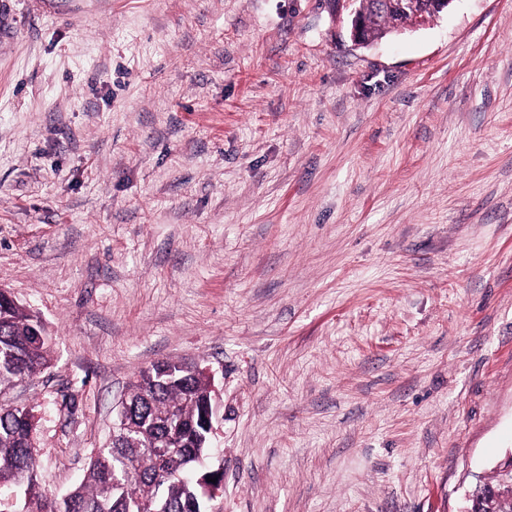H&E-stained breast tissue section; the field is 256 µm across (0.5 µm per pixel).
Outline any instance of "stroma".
Instances as JSON below:
<instances>
[{
	"label": "stroma",
	"mask_w": 512,
	"mask_h": 512,
	"mask_svg": "<svg viewBox=\"0 0 512 512\" xmlns=\"http://www.w3.org/2000/svg\"><path fill=\"white\" fill-rule=\"evenodd\" d=\"M0 287L49 496L189 359L208 512H459L512 448V0L369 48L327 0H0ZM2 289V288H1ZM0 289V387L30 378L49 364V336L38 316ZM36 332L41 336H36Z\"/></svg>",
	"instance_id": "obj_1"
}]
</instances>
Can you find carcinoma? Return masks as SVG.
I'll list each match as a JSON object with an SVG mask.
<instances>
[{"label":"carcinoma","mask_w":512,"mask_h":512,"mask_svg":"<svg viewBox=\"0 0 512 512\" xmlns=\"http://www.w3.org/2000/svg\"><path fill=\"white\" fill-rule=\"evenodd\" d=\"M401 18L391 11L365 45L394 33L391 23ZM48 354L49 337L38 316L0 292V387L46 368ZM165 365L168 373L148 368L130 383L125 433L99 449L81 483L56 499L38 481L32 411L1 404L0 512H202L207 478L223 476L219 469H197L212 441L203 414L217 419L220 400L195 365L169 360ZM170 435L179 438L180 447L167 457L160 449ZM472 490L476 501L493 497L499 512H512V475L495 472Z\"/></svg>","instance_id":"cac0c4a2"}]
</instances>
